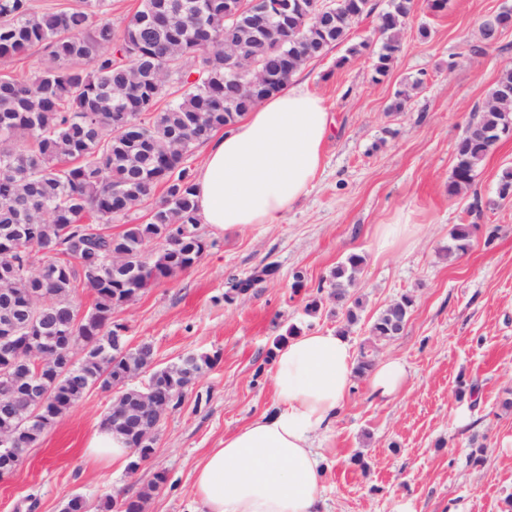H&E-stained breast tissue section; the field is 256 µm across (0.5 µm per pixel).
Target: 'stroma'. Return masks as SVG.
<instances>
[{
    "label": "stroma",
    "instance_id": "obj_1",
    "mask_svg": "<svg viewBox=\"0 0 512 512\" xmlns=\"http://www.w3.org/2000/svg\"><path fill=\"white\" fill-rule=\"evenodd\" d=\"M512 0H448L439 13L419 4L387 77L372 79L381 40L376 18L355 21L349 40L371 53L345 67V45L304 63L300 78L322 97L333 122L323 162L308 192L278 224L221 234L192 268L116 309L127 341L153 345L158 366L191 353L213 365L160 422L154 452L137 472L88 460L83 450L112 405L89 390L0 481V512H61L83 495L90 512L115 491L147 494L145 512H188L192 471L204 454L274 404L271 370L289 329L346 328L353 348L370 345L376 316L401 296L414 304L404 332L378 348L401 360L407 378L390 400L358 379L335 427L320 441L327 469L324 512H392L403 498L419 512H512V198L498 196L512 167V137L495 143L470 186L449 194L454 146L500 74L512 70V30L485 53L481 25ZM423 85H416V78ZM404 111H390L396 92ZM408 230L381 251L382 225ZM473 225L471 245L449 255L451 232ZM364 259L345 305L319 298L317 285L349 255ZM272 263L276 274L247 294L228 296L232 280ZM321 299L317 313L306 306ZM478 381L479 403L460 396ZM164 483H157V476Z\"/></svg>",
    "mask_w": 512,
    "mask_h": 512
}]
</instances>
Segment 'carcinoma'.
<instances>
[{"mask_svg": "<svg viewBox=\"0 0 512 512\" xmlns=\"http://www.w3.org/2000/svg\"><path fill=\"white\" fill-rule=\"evenodd\" d=\"M106 0H74L63 6L31 0H0V60L28 51L42 53V62L28 75L0 74V286L13 298L0 300L21 308L39 295L35 312L42 336L96 341L94 348L59 378H43L50 392L24 429L34 446L83 395L94 387L112 390L119 371L137 362L112 344V328L102 320L121 306L119 283L134 277L145 289L191 268L207 248L204 237L191 236L200 223L194 181L184 165L194 146L214 132L234 125L255 108L260 97H247L236 80L224 76V47L244 43L247 52L277 76L282 89L296 72L285 56L305 53L314 59L345 42L350 26L335 18L318 24L319 0H299L302 9L290 13L298 27L296 41L288 36L253 39L224 19V8L237 0H166L172 14L168 27L154 24L159 0H142L141 8L115 29ZM361 17L377 14L382 45L373 61V80L387 77L401 49L406 20L417 0H390L376 12L373 0H347ZM197 58L189 71L180 60ZM512 90V70L496 81L472 125L485 133L474 138L464 132L455 144V166L448 193L473 181L491 140L512 133V103L501 94ZM234 111H224V99ZM163 189L159 204L145 224H128L118 235H94L95 224L125 217ZM163 247L148 254L146 242ZM362 262L351 255L336 268L318 292L338 299L349 297ZM274 273L265 264L231 283L229 292H247ZM87 288L94 306L79 319L73 303L77 290ZM413 298L403 295L389 304L371 325L373 345L360 350L357 376L375 364L378 345L403 331ZM208 355H190L152 374L157 380L185 376L211 368Z\"/></svg>", "mask_w": 512, "mask_h": 512, "instance_id": "obj_1", "label": "carcinoma"}]
</instances>
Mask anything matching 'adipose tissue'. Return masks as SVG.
<instances>
[{"instance_id": "obj_1", "label": "adipose tissue", "mask_w": 512, "mask_h": 512, "mask_svg": "<svg viewBox=\"0 0 512 512\" xmlns=\"http://www.w3.org/2000/svg\"><path fill=\"white\" fill-rule=\"evenodd\" d=\"M329 130L323 101L290 81L212 138L195 181L202 223L217 233L281 223L317 173ZM349 338L336 330L291 337L273 364V411L224 437L197 464L191 512H320L323 458L314 449L331 431L355 385ZM86 453L128 464L125 439L98 424Z\"/></svg>"}]
</instances>
